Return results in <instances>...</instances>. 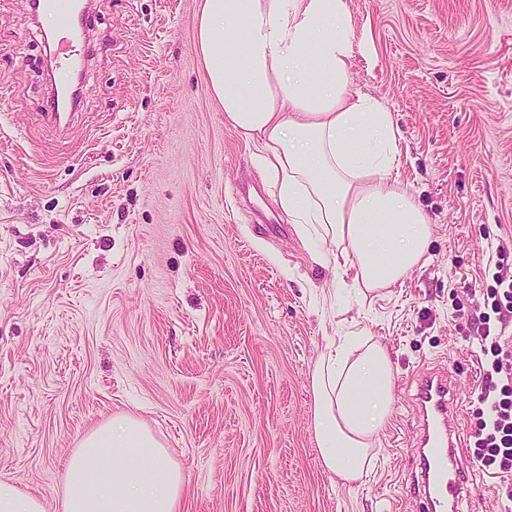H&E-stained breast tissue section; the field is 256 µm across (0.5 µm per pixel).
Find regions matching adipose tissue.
Wrapping results in <instances>:
<instances>
[{
  "label": "adipose tissue",
  "mask_w": 512,
  "mask_h": 512,
  "mask_svg": "<svg viewBox=\"0 0 512 512\" xmlns=\"http://www.w3.org/2000/svg\"><path fill=\"white\" fill-rule=\"evenodd\" d=\"M196 50L224 120L261 144V164L292 223L315 228L360 291L394 285L423 258L431 229L386 185L402 140L391 112L353 89L343 0H204ZM323 466L344 483L372 471L395 401L391 357L368 336L321 354L311 376ZM184 487L148 429L122 417L69 456L54 510L0 481V512H178Z\"/></svg>",
  "instance_id": "obj_1"
}]
</instances>
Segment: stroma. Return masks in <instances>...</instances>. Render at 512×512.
<instances>
[{"mask_svg":"<svg viewBox=\"0 0 512 512\" xmlns=\"http://www.w3.org/2000/svg\"><path fill=\"white\" fill-rule=\"evenodd\" d=\"M201 2L94 0L62 129L47 55L68 40L0 0V480L53 503L80 440L127 416L180 466L179 512H431L413 397L442 368L474 480L461 512H512L468 447L483 292L512 268V0H344L351 84L392 112L390 182L431 225L420 263L364 296L225 124ZM352 331L389 351L396 394L374 470L344 485L321 464L311 374Z\"/></svg>","mask_w":512,"mask_h":512,"instance_id":"35a3bbf8","label":"stroma"}]
</instances>
